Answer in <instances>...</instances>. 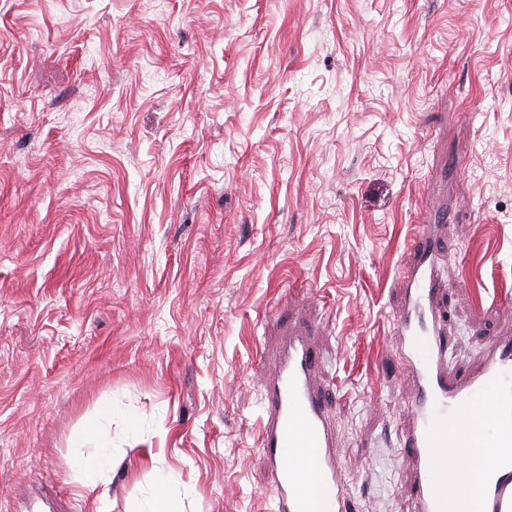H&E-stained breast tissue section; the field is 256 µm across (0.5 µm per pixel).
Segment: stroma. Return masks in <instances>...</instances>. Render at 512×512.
I'll list each match as a JSON object with an SVG mask.
<instances>
[{"label":"stroma","mask_w":512,"mask_h":512,"mask_svg":"<svg viewBox=\"0 0 512 512\" xmlns=\"http://www.w3.org/2000/svg\"><path fill=\"white\" fill-rule=\"evenodd\" d=\"M448 199L464 370L512 336V0H0V512H271L261 360L314 330L353 512H413L391 319ZM155 463L142 459L145 448ZM100 435V424L96 423L71 448L76 470V495L83 498L95 493L94 501L104 503L107 495L103 488L116 477L120 462L112 447L104 443ZM188 491L175 472L159 471L156 474L154 492L133 512H178L175 505Z\"/></svg>","instance_id":"35a3bbf8"}]
</instances>
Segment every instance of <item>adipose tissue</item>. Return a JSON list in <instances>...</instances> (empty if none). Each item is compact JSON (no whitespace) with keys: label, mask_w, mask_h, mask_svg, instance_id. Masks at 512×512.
Instances as JSON below:
<instances>
[{"label":"adipose tissue","mask_w":512,"mask_h":512,"mask_svg":"<svg viewBox=\"0 0 512 512\" xmlns=\"http://www.w3.org/2000/svg\"><path fill=\"white\" fill-rule=\"evenodd\" d=\"M77 496L94 495L97 502L107 500L104 491L117 475L119 461L110 446L101 439L99 426H92L72 446ZM188 493L175 472L159 471L154 492L146 497L136 512H176L177 502Z\"/></svg>","instance_id":"adipose-tissue-1"}]
</instances>
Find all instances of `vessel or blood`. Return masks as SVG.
<instances>
[{"mask_svg":"<svg viewBox=\"0 0 512 512\" xmlns=\"http://www.w3.org/2000/svg\"><path fill=\"white\" fill-rule=\"evenodd\" d=\"M440 242L430 223L419 225L411 259L399 278L403 306L392 323L411 375L410 418L402 433L413 475L414 512H512V340H489L469 370L448 371L444 316L434 304ZM323 357L308 329L288 327L274 368L262 378L260 446L270 467L274 512H351L332 436V417L317 379ZM481 420L485 458L480 496L465 486L448 494V451L462 447L461 431Z\"/></svg>","mask_w":512,"mask_h":512,"instance_id":"1","label":"vessel or blood"}]
</instances>
